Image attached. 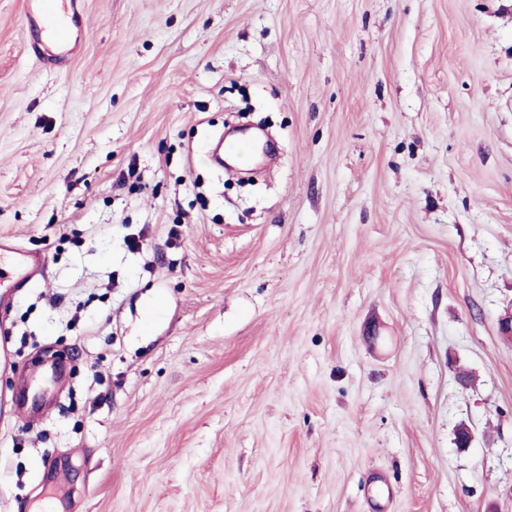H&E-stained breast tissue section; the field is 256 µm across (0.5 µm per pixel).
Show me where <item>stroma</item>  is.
Here are the masks:
<instances>
[{
  "label": "stroma",
  "instance_id": "1",
  "mask_svg": "<svg viewBox=\"0 0 512 512\" xmlns=\"http://www.w3.org/2000/svg\"><path fill=\"white\" fill-rule=\"evenodd\" d=\"M83 2L0 0V512H512V0ZM81 1L27 0L26 23L40 41L54 48L59 64L66 63L76 48L77 40L73 41L72 33L82 24ZM12 253V275L5 280L4 270L0 267V287L2 282H8L4 288H18L29 282L44 267L45 259L40 255H30L14 247H6Z\"/></svg>",
  "mask_w": 512,
  "mask_h": 512
}]
</instances>
